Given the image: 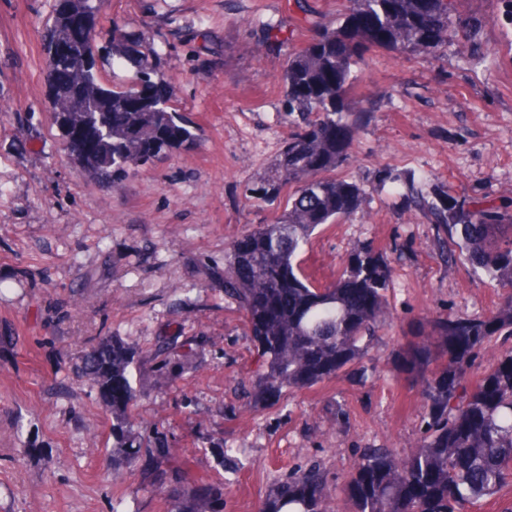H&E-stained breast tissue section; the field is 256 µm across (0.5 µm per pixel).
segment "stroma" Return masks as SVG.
I'll use <instances>...</instances> for the list:
<instances>
[{
    "label": "stroma",
    "instance_id": "1",
    "mask_svg": "<svg viewBox=\"0 0 512 512\" xmlns=\"http://www.w3.org/2000/svg\"><path fill=\"white\" fill-rule=\"evenodd\" d=\"M54 4L0 0V512H167L145 474L113 482L112 413L78 377L82 353L112 336L139 350V413L163 434L170 463L187 464L193 481L230 482L224 512H257L272 483L307 461L326 471L333 512H346L360 449L400 452L419 436L423 400L400 362L404 335L428 312L478 316L501 300L484 275L445 263L434 225L409 202L512 205V25L501 0H456L471 25L466 46L433 58L376 48L358 65L354 96L369 115L336 174L360 185L363 205L325 225L301 262L325 285L354 245L383 252L394 321L364 358L376 377L347 369L252 412L239 394L257 353L224 296V250L286 202L259 191L289 133L278 75L348 0H106L102 79H113V22L140 31L163 45L174 105L198 133L190 150L113 189L70 163L45 110ZM268 25L276 38L257 52ZM78 297L89 303L79 313ZM161 336L171 342L164 363Z\"/></svg>",
    "mask_w": 512,
    "mask_h": 512
}]
</instances>
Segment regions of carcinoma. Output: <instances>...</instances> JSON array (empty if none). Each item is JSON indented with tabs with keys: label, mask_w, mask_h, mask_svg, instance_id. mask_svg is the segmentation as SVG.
<instances>
[{
	"label": "carcinoma",
	"mask_w": 512,
	"mask_h": 512,
	"mask_svg": "<svg viewBox=\"0 0 512 512\" xmlns=\"http://www.w3.org/2000/svg\"><path fill=\"white\" fill-rule=\"evenodd\" d=\"M348 12L318 27L288 56L279 79L291 131L264 181L265 193L295 187L269 224H251L224 255V296L243 312L259 369L241 407L255 410L283 391L310 389L362 362L391 318L386 300L392 268L384 254L357 244L336 279L314 285L299 261L316 230L360 208L362 190L328 172L348 159L367 108L354 100V67L373 48L431 56L466 43L455 0H349ZM102 0H57L47 29L44 75L49 112L73 163L109 184L162 156L192 147L195 127L173 105L172 77L148 63L163 49L113 24L112 68L128 73L107 84L97 73ZM85 24L93 34L56 49V39ZM437 233L451 240L448 261H461L498 283V307L473 317L436 314L430 332L403 353L424 400L419 437L409 450H360L345 485L352 512H468L512 485V212L482 200L446 195L417 200ZM493 349L482 375L469 370ZM137 348L104 339L81 358L79 375L112 409V480L148 467L168 512H224V483H190L159 432L135 413L139 393L130 366ZM325 470L311 461L276 480L259 512H333Z\"/></svg>",
	"instance_id": "carcinoma-1"
}]
</instances>
